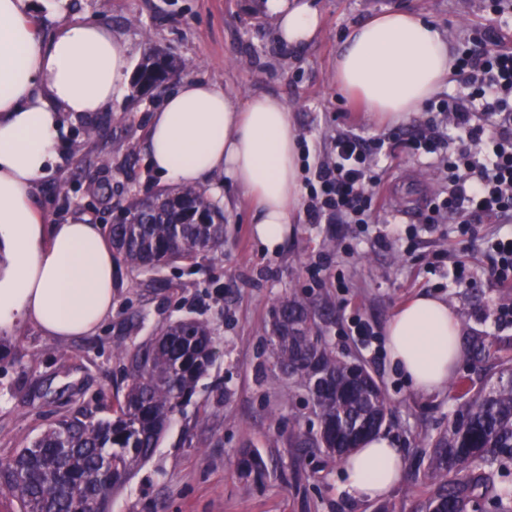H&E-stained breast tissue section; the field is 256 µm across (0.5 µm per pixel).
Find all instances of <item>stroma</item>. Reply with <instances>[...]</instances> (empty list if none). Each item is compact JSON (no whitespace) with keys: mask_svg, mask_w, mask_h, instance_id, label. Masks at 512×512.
<instances>
[{"mask_svg":"<svg viewBox=\"0 0 512 512\" xmlns=\"http://www.w3.org/2000/svg\"><path fill=\"white\" fill-rule=\"evenodd\" d=\"M320 18L317 39L292 49L282 44L266 0H32L43 35L65 21L82 19L110 27L128 43L134 64L147 45L189 62L190 75L218 82L241 98L273 94L291 108L298 139L310 157L326 151L328 137L350 128L364 138L392 132L371 111L336 85V54L350 27L394 9L421 12L460 45L484 24L483 0H311ZM164 101L156 95L114 98L111 138L94 141L85 121L68 122L69 146L53 176L31 190L34 208L51 224L75 217L109 227L129 192L151 195L167 185L149 163L148 120ZM112 160L99 168L100 156ZM392 185L386 210L369 230L357 224H313L306 211L284 241L268 248L259 239L244 192L223 177L209 179L224 210V254L138 274L115 273L111 315L92 334L57 339L26 322L0 334V463L55 419L58 412L96 407L124 385L117 341L138 342L179 318L210 322L216 356L163 434L152 459L111 502V512H377L379 503L351 498L342 490L336 457L294 448V428L316 432L308 393L284 384L265 348L274 306L297 296L334 308L325 334L338 355L362 362L386 392L382 426L405 458L402 482L383 502L396 512H414L426 491L422 436L437 434L464 410L455 389L413 391L392 365L386 325L413 297L443 299L456 313L463 336H484L483 361L465 356L456 377L474 387L489 383L492 365L512 357V320L500 308L512 292L495 287L488 254L496 225L478 224L470 236L457 225L423 231L422 200L437 193L442 176L427 160L401 154L384 163ZM66 185L69 197L57 188ZM418 228L416 237L386 244L377 239L391 225ZM464 269V282L453 275ZM372 334L352 335V318ZM267 461L264 484L243 493L237 473L241 449Z\"/></svg>","mask_w":512,"mask_h":512,"instance_id":"obj_1","label":"stroma"}]
</instances>
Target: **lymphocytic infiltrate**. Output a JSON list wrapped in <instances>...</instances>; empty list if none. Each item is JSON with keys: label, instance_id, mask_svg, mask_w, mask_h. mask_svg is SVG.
I'll use <instances>...</instances> for the list:
<instances>
[{"label": "lymphocytic infiltrate", "instance_id": "obj_1", "mask_svg": "<svg viewBox=\"0 0 512 512\" xmlns=\"http://www.w3.org/2000/svg\"><path fill=\"white\" fill-rule=\"evenodd\" d=\"M499 28H492L474 49L458 52L453 75L466 92L427 103L455 131L446 137L430 130L418 135L393 133L395 144L418 157H441L448 187L425 205V221L452 219L460 230L487 219L512 223V47ZM484 114L486 123L476 120ZM385 152L381 139L339 131L330 140L329 155L307 166L311 223L363 224L382 208Z\"/></svg>", "mask_w": 512, "mask_h": 512}]
</instances>
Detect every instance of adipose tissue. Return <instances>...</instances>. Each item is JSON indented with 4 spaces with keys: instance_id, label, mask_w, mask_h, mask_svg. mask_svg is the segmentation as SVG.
I'll list each match as a JSON object with an SVG mask.
<instances>
[{
    "instance_id": "ef3b65f1",
    "label": "adipose tissue",
    "mask_w": 512,
    "mask_h": 512,
    "mask_svg": "<svg viewBox=\"0 0 512 512\" xmlns=\"http://www.w3.org/2000/svg\"><path fill=\"white\" fill-rule=\"evenodd\" d=\"M31 0H0V331L31 321L65 338L95 331L111 314L116 264L100 225H46L31 204L67 143L62 115L88 116L121 96L131 77L123 38L73 21L42 40ZM280 41L310 43L319 17L308 0L271 6ZM336 83L384 122L432 98L453 70L448 34L411 10H389L352 27L336 55ZM155 174L181 186L226 175L252 201L257 233L279 246L302 195L296 125L287 103L262 94L236 101L221 85L184 78L153 112L146 131ZM394 365L420 393L447 388L461 359V327L447 303L419 295L389 321ZM343 488L359 500L388 495L404 458L382 434L339 460Z\"/></svg>"
}]
</instances>
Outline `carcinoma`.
I'll return each instance as SVG.
<instances>
[{
  "label": "carcinoma",
  "instance_id": "1",
  "mask_svg": "<svg viewBox=\"0 0 512 512\" xmlns=\"http://www.w3.org/2000/svg\"><path fill=\"white\" fill-rule=\"evenodd\" d=\"M189 64L147 47L136 87L142 93ZM112 119L87 123L86 136L100 139ZM115 261L139 273L156 272L200 254L224 249V212L203 186L134 200L110 225ZM330 309L285 298L274 307L267 346L285 384L305 389L319 420L315 435L298 431L292 444L341 457L377 433L387 399L365 365L346 360L330 346L320 323ZM126 370L122 393L104 404L109 416L78 409L48 423L27 446L0 464V485L17 499L18 512H109L112 497L150 460L172 416L189 398L214 357L211 327L178 319L131 346H115ZM496 380L476 389L456 382L467 401L465 420L424 437L426 496L417 512H512V490L503 486L512 464V360L495 364ZM241 489L263 484L268 465L251 448L238 461Z\"/></svg>",
  "mask_w": 512,
  "mask_h": 512
}]
</instances>
